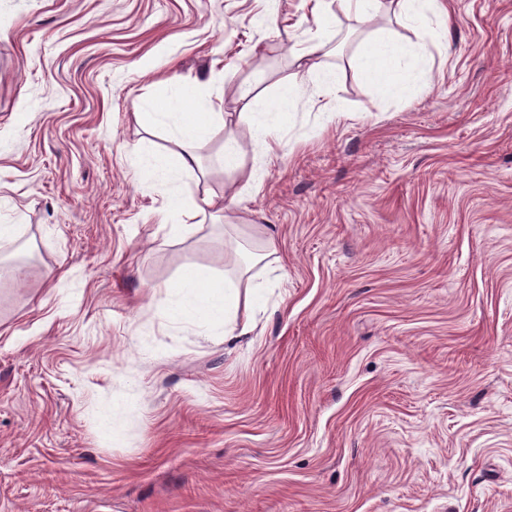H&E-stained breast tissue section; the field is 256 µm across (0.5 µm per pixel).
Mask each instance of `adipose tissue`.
<instances>
[{
    "label": "adipose tissue",
    "instance_id": "obj_1",
    "mask_svg": "<svg viewBox=\"0 0 512 512\" xmlns=\"http://www.w3.org/2000/svg\"><path fill=\"white\" fill-rule=\"evenodd\" d=\"M325 4L326 0H314L315 28L295 43L290 53L307 80L306 89L311 96L331 100L335 97L336 79L318 63L325 48L323 31L328 23ZM397 6L399 19L412 27L436 19L439 45L447 47V11L437 0H398ZM359 66L378 91L387 95L415 96L429 87L426 49L420 43H401L384 34L374 36L365 43ZM234 94L242 105L238 121L250 126L258 155L268 156L282 143L279 131L297 97L296 91L278 94L265 102L257 94L256 83L244 81L235 86ZM134 118L147 127L150 135L178 146L174 152L145 148L136 157L137 172L166 182L195 176L201 170L199 148L220 135L224 142L218 160L225 174L255 183L256 171L246 169L236 138L226 132L227 117L221 112L207 111L197 100L191 99L180 76L168 79L164 99L146 101ZM235 201V196L217 192L199 198L180 197L173 209L163 212L161 222L169 226L171 235L176 237L183 230L182 217L201 216L215 222ZM238 302L239 285L231 276H207L188 264L169 285L161 308L175 322L218 333L235 323Z\"/></svg>",
    "mask_w": 512,
    "mask_h": 512
}]
</instances>
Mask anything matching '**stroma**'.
Listing matches in <instances>:
<instances>
[{
	"instance_id": "obj_1",
	"label": "stroma",
	"mask_w": 512,
	"mask_h": 512,
	"mask_svg": "<svg viewBox=\"0 0 512 512\" xmlns=\"http://www.w3.org/2000/svg\"><path fill=\"white\" fill-rule=\"evenodd\" d=\"M431 88L379 96L367 26L330 4L337 110L299 97L225 222L170 238L134 121L182 75L297 86L311 0H0V512H512V0H440ZM275 251L241 336L157 310ZM37 259L13 279L21 249Z\"/></svg>"
}]
</instances>
